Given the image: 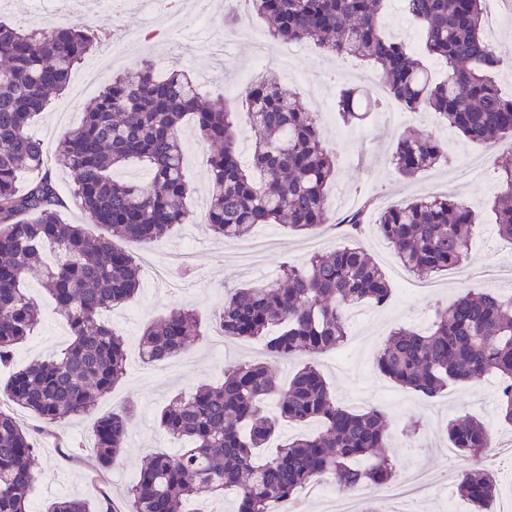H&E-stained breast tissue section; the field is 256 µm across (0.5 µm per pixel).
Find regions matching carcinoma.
Segmentation results:
<instances>
[{
    "label": "carcinoma",
    "instance_id": "carcinoma-1",
    "mask_svg": "<svg viewBox=\"0 0 512 512\" xmlns=\"http://www.w3.org/2000/svg\"><path fill=\"white\" fill-rule=\"evenodd\" d=\"M248 2L267 22L271 40L309 41L339 60L366 62L404 111L435 112L473 143L511 140L494 160L498 191L491 209L498 234L512 242V98L503 97L495 82L502 61L484 37L487 0H404L422 33L424 57L445 63L440 81L431 79L424 57L384 34L387 0ZM100 44L97 24L0 20V364L12 360L40 323V309L25 288L35 270L71 336L59 355L14 372L0 390V512H28V491L38 478L34 438L14 410L29 412L46 426L86 415L125 374V341L100 316L135 298L139 265L114 241L149 243L173 225L192 221L188 199L195 188L185 172V122L214 146L207 159V219L218 238L240 239L257 224H284L306 234L328 219L336 153L317 114L297 93L273 73L245 88L253 132L246 166L233 113L206 99L184 72L159 77L147 61L114 75L81 126L57 146L56 161L72 178L74 198L104 234L93 237L79 224L63 223L59 207L64 202L29 126ZM375 104L370 93L349 88L336 106L351 125ZM446 161L442 143L414 129L400 134L391 157L404 178ZM131 163L141 165L147 178L115 177ZM24 172L33 177L21 187ZM477 220L463 200L440 195L387 207L373 224L404 268L428 276L463 264ZM363 229L359 212L349 219L346 242L334 252L313 253L300 265L287 263L276 280L228 296L217 315L224 336L257 339L270 359L301 357L303 363L283 386L267 364L239 361L224 368L219 384L173 397L157 422L183 445L142 459L122 512H184L187 500H208L229 488L237 491L234 512H282L297 492L321 479L354 489L397 478L382 453L386 413L340 406L315 365L317 357L344 343L349 310L381 307L392 296L384 272L354 244ZM205 338L196 313L174 306L146 323L140 349L149 363L167 361ZM376 366L426 399L439 397L450 382L496 374L502 380L498 416L511 426L512 299L470 290L451 306L435 309L427 332L391 331ZM135 416L130 404L97 420L100 468H110L125 448ZM281 421H318L322 430L290 439L273 456L259 458L256 450ZM447 435L452 447L475 458L494 441L491 430L471 417L450 420ZM458 489L476 512H493L494 472L466 471ZM45 512H90V507L74 497L51 502Z\"/></svg>",
    "mask_w": 512,
    "mask_h": 512
}]
</instances>
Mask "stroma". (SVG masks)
<instances>
[{"instance_id":"stroma-1","label":"stroma","mask_w":512,"mask_h":512,"mask_svg":"<svg viewBox=\"0 0 512 512\" xmlns=\"http://www.w3.org/2000/svg\"><path fill=\"white\" fill-rule=\"evenodd\" d=\"M484 36L503 66L496 83L506 96H512V0H495L494 10L484 29ZM249 44L243 35L233 37L227 55L213 54L205 45H176L173 41L155 44L145 41L121 42L116 53L107 47L93 52L75 71L89 87L88 96L76 95L66 89L50 112L44 113L31 127V134L40 141L44 156L50 162L52 176L61 190L66 191L65 204L60 210L62 220L83 225L91 235H98L99 225L93 224L79 201L70 197L71 178L55 165V150L62 136L79 126L85 117L91 98L111 81L115 72L138 69L145 61H153L158 73L170 70L186 71L197 78L204 93L223 102L225 109L237 112L239 121H246L242 112V95L238 88L251 71ZM297 80L292 87L307 107L318 110V117L330 146L336 152V178L328 188L331 205L327 224L317 228V235L327 238L331 247L340 246L339 222L358 210L365 199H372L375 208L399 204L416 196L458 194L478 214L477 228L463 268L432 276L433 288L427 295L408 294L401 290V281L417 283V276L407 275L389 260V248L377 233L363 237L359 245L368 252L385 272L393 290L391 301L382 308L371 307L365 318L347 324V338L342 346L318 358V367L344 407L355 409L364 400L387 412L392 422L386 436L385 455L399 473L416 466L432 467L436 474L458 479L460 473L473 467V460L451 448L446 434L449 418L463 415L483 421L495 436L498 446L485 454L489 467L498 476L500 493L495 512H512V431L504 429L497 416L498 392L501 386L496 376L472 383H452L434 404L404 389L378 373L375 357L389 332L399 326L423 331L426 316L435 306L452 304L466 289L481 286V272H492L506 259V243L496 237L489 202L497 192L493 172L474 176L465 186L456 187L454 172L469 157L481 155L493 158L496 147L480 146L465 140L431 112L406 114L402 125L385 128L384 114L397 110V103L384 98L378 109L368 112L357 125H344L337 112L323 110L327 101H336L342 90L352 87L356 74L365 66L357 61H340L302 44L291 59ZM432 132L448 151L449 161L425 171L416 178L405 179L391 166L390 156L403 127ZM183 151L188 175L198 192L190 200L193 220L175 225L164 238L146 244L150 257L140 265V290L132 302L105 313L104 320L122 335L126 342V373L112 391L102 397L93 414L74 417L62 422V435L68 447H58L49 440H40L36 461L40 475L29 494L30 512H44L51 500L79 497L96 505L101 493H108L115 502H122L128 486L127 477L135 473L142 455L165 450L176 451L178 441L166 434L156 423L157 412L172 396L190 395L203 383L221 381L225 364L240 360H268L258 342L225 339L224 358L213 357V342L205 340L187 346L176 358L172 371L150 370L144 367L138 352L143 325L183 305L199 313L208 322L214 321L230 289L247 287L275 280L279 265L284 261L300 262L307 258L306 236L292 234L280 224L255 226L252 237L274 238L277 249L261 257L253 270L228 262L224 258L226 243L217 240L202 207L201 188L206 185L209 147L197 140L194 130H187ZM192 246L189 269L174 268L171 278L182 283L184 291L174 297L165 292H150L154 264L172 249ZM27 286L40 305L42 319L32 336L15 353L10 365L0 368V386L7 383L14 370L48 357L65 348L70 336L64 317L48 298L39 273H32ZM137 408L136 420L128 434L121 457L103 479H96L94 457V422L126 403ZM418 419L420 431L407 437L409 419Z\"/></svg>"}]
</instances>
